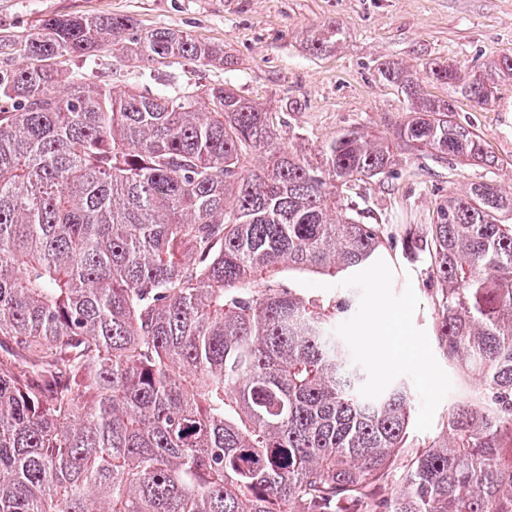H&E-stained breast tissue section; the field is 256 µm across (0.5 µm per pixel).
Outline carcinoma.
Listing matches in <instances>:
<instances>
[{
  "label": "carcinoma",
  "mask_w": 512,
  "mask_h": 512,
  "mask_svg": "<svg viewBox=\"0 0 512 512\" xmlns=\"http://www.w3.org/2000/svg\"><path fill=\"white\" fill-rule=\"evenodd\" d=\"M133 29L52 17L17 44L26 67L0 72V512H512V193L474 183L403 237L429 254L439 347L484 394L380 498L414 398L371 391L341 330L388 239L347 192L390 172L394 143L351 128L315 162L222 86L170 97L75 72L57 90L49 61L111 46L224 62L181 30ZM341 38L329 21L309 48ZM430 72L487 105L512 56ZM380 74L407 101L403 146L487 162L453 99L397 63ZM291 279L297 283L300 287L305 290L310 291H335L340 294L342 292V288H339L338 283L335 284L328 281L327 279L319 276H314L311 274H300V273H290Z\"/></svg>",
  "instance_id": "1"
}]
</instances>
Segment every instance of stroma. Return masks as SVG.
I'll use <instances>...</instances> for the list:
<instances>
[{"mask_svg": "<svg viewBox=\"0 0 512 512\" xmlns=\"http://www.w3.org/2000/svg\"><path fill=\"white\" fill-rule=\"evenodd\" d=\"M72 14L128 16L143 31L176 28L222 47L225 61L173 57L132 67L105 52L61 58L63 72L154 94L232 88L270 112L285 144L308 154L351 127L393 138L405 102L381 76L383 63L403 64L427 95L444 99L449 89L430 79L429 63L445 60L475 72L492 58L512 56V0H0V68L23 64L11 43L38 32L47 18ZM330 20L342 40L312 54L311 35ZM455 119L480 132L491 164L401 148L392 175L365 180L352 193L371 223L385 225L397 241L380 267L362 273L358 314L344 333L375 385L398 380L412 391L411 454L442 433L457 403L478 400L481 386L439 348L428 257L398 238L408 224L425 231L448 193L491 180L512 190V78L500 80L490 104L457 98Z\"/></svg>", "mask_w": 512, "mask_h": 512, "instance_id": "1", "label": "stroma"}]
</instances>
